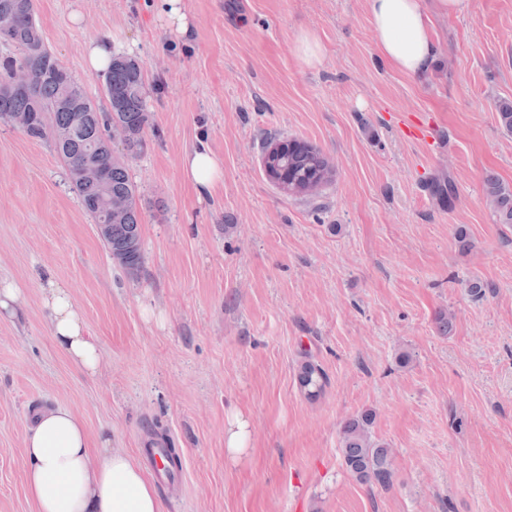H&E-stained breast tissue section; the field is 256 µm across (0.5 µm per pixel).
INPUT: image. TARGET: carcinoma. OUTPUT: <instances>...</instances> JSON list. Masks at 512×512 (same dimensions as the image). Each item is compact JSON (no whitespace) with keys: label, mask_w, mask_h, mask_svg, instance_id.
Here are the masks:
<instances>
[{"label":"carcinoma","mask_w":512,"mask_h":512,"mask_svg":"<svg viewBox=\"0 0 512 512\" xmlns=\"http://www.w3.org/2000/svg\"><path fill=\"white\" fill-rule=\"evenodd\" d=\"M0 44L19 52L17 57L0 58V121L8 124L18 114L27 116L24 131L36 140L43 139L46 125L68 133L67 139L52 146L70 172L86 163L102 166V183L73 180L71 187L83 210L97 224L107 223V199L124 202L120 210L112 212L109 234L103 241L121 266L138 270L143 262L140 200L126 158L139 155L146 145L148 95L143 68L132 57L112 55L105 78L109 102L105 115L85 95L72 72L46 47L35 18L34 0H0ZM15 79L30 80L38 88L36 95L10 88ZM106 139L120 140L123 153L107 149ZM279 165L302 180L319 173L326 184L331 177L328 160L319 148L307 142L299 150L282 154ZM430 190L442 203L451 204L457 196V185L451 178L432 184ZM485 191L495 201L499 222L512 224V192L493 176L486 179ZM298 382L305 394L313 397L322 391L327 378L318 363L307 359L301 365ZM374 419L373 412L365 410L342 424L341 465L360 484L387 487L394 475V454L373 438Z\"/></svg>","instance_id":"obj_1"}]
</instances>
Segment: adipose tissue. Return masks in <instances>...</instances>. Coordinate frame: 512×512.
I'll use <instances>...</instances> for the list:
<instances>
[{
  "label": "adipose tissue",
  "mask_w": 512,
  "mask_h": 512,
  "mask_svg": "<svg viewBox=\"0 0 512 512\" xmlns=\"http://www.w3.org/2000/svg\"><path fill=\"white\" fill-rule=\"evenodd\" d=\"M383 59L415 77L429 68L434 45L431 12L468 11L470 0H365ZM151 10L177 41H190L195 19L186 0H152ZM182 173L199 197H209L224 176L222 159L201 144L182 159ZM42 304L56 344L87 374L98 369L100 352L69 291L47 282ZM25 478L37 512H162L144 467L129 453L91 452L87 427L75 412L56 407L42 414L24 445Z\"/></svg>",
  "instance_id": "ef3b65f1"
}]
</instances>
